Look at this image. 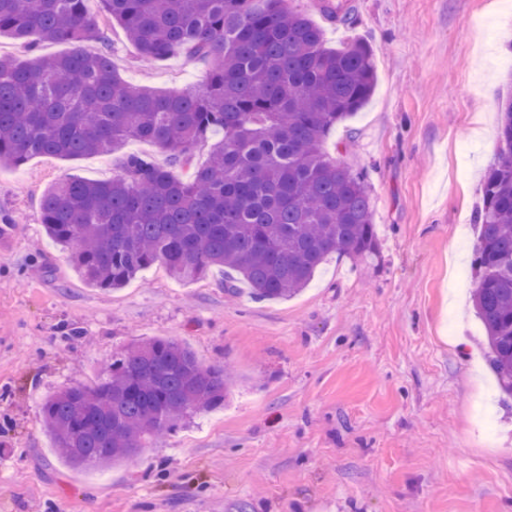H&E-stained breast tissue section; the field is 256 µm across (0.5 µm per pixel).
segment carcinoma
<instances>
[{"mask_svg": "<svg viewBox=\"0 0 512 512\" xmlns=\"http://www.w3.org/2000/svg\"><path fill=\"white\" fill-rule=\"evenodd\" d=\"M118 22L145 62L182 53L209 64L205 84L159 96L116 72L89 4ZM288 0H0V35L26 42L0 55V167L36 156L107 155L128 140L167 153H131L110 180L69 178L40 200L45 235L90 285L119 290L160 263L182 282L230 270L234 293L287 299L330 256L378 252L365 176L324 149L326 134L370 99L371 47L325 46L323 29ZM351 23L350 0H319ZM69 52L38 55L42 43ZM98 44L95 50L86 45ZM496 161L482 184L473 293L488 361L512 395V97L499 106ZM215 139L193 167V147ZM232 376L188 347L153 338L105 364L92 386L44 403L48 433L74 468H108L151 447L197 412L224 404Z\"/></svg>", "mask_w": 512, "mask_h": 512, "instance_id": "cac0c4a2", "label": "carcinoma"}]
</instances>
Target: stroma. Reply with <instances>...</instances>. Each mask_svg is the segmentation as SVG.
<instances>
[{
  "instance_id": "stroma-1",
  "label": "stroma",
  "mask_w": 512,
  "mask_h": 512,
  "mask_svg": "<svg viewBox=\"0 0 512 512\" xmlns=\"http://www.w3.org/2000/svg\"><path fill=\"white\" fill-rule=\"evenodd\" d=\"M351 27L290 0L325 32L373 49L368 104L330 130L331 156L364 173L379 255L329 257L287 300L255 301L211 270L191 283L154 265L124 288L83 282L45 237L40 199L63 178L106 179L119 154L0 167V512H512V396L487 361L472 304L474 214L512 94L502 0H352ZM126 81L201 87L202 60L148 65L100 18ZM167 338L235 379L140 457L105 470L58 456L41 413L93 385L133 341Z\"/></svg>"
}]
</instances>
